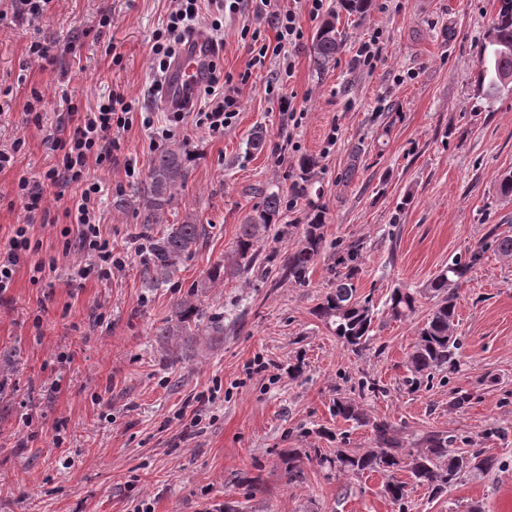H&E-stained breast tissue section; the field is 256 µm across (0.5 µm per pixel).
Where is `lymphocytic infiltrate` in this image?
I'll list each match as a JSON object with an SVG mask.
<instances>
[{
  "instance_id": "obj_1",
  "label": "lymphocytic infiltrate",
  "mask_w": 512,
  "mask_h": 512,
  "mask_svg": "<svg viewBox=\"0 0 512 512\" xmlns=\"http://www.w3.org/2000/svg\"><path fill=\"white\" fill-rule=\"evenodd\" d=\"M242 0H172L173 7L162 27L152 38L150 55L155 77H162L170 65V59L186 35L195 30L201 13H208L207 31L215 43H222L225 15L238 13ZM324 9V0H259L254 11V26H243L242 36L250 37L251 58L248 71L232 75L224 73L218 63H211L208 79L202 89L203 103L194 114L196 126L208 130L211 136L223 135L241 108V99L250 78L249 71L264 66L270 57H282L285 77H292L295 64L286 59L285 50L298 46L304 39L299 22L301 11L318 17ZM271 25L274 39L262 36V25ZM74 127L67 136L53 137V150L61 151L63 164L50 167L38 178H19L14 194L23 204L29 217H35L41 208L45 192L54 187L70 184L80 189L72 207L66 208L65 216L78 228V243L89 261L88 267L78 268V275L87 269H96L100 278L110 279L113 270L122 269L121 258L112 254V244L100 230L97 201L102 190L92 176V168L111 167L115 151L120 150L117 130L128 129L133 122L152 127L149 113L139 111L135 100L124 93L114 91L100 99L95 108L79 111L69 107ZM33 251L31 226L15 225L4 249L0 250V295L11 287L19 264L28 259Z\"/></svg>"
}]
</instances>
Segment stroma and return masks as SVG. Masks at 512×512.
Segmentation results:
<instances>
[{
    "label": "stroma",
    "instance_id": "1",
    "mask_svg": "<svg viewBox=\"0 0 512 512\" xmlns=\"http://www.w3.org/2000/svg\"><path fill=\"white\" fill-rule=\"evenodd\" d=\"M170 7L169 0H51L37 22L0 23V144L25 140L13 166L0 171L1 243L26 218L15 182L60 158L47 141L66 112L60 89L83 110L116 88L155 126L167 124L152 97L149 51ZM253 11L245 0L224 21L225 72L246 68L240 31ZM494 13L495 0H374L365 20L341 16L344 51L321 75L310 52L319 22L302 13L305 38L289 50L291 79L278 59H268L253 71L223 136L190 121L175 139L192 162L168 219L194 215L210 234L159 287L142 278L147 242L134 209L112 207L113 196L132 193L148 171L149 129L136 123L123 132L122 152L97 173L101 232L125 262L110 280L72 281L85 257L66 246L61 231L77 189L47 191L32 235L37 259L54 269L36 285L21 266L0 296V373L8 377L0 390V512H133L143 499L155 512H222L228 501L240 512H512V258L488 249L459 287L454 334L462 349L450 379L434 378L415 393L402 384L434 299H421L404 321L382 314L392 288H423L489 225L512 235V198L498 185L512 171V88L490 98L476 88ZM106 15L111 25L100 26ZM376 29L383 32L380 59L369 69L356 51ZM34 39L52 46L56 67L28 63ZM276 81L280 95L267 94ZM35 91L43 97L39 126L24 115ZM284 97L303 110L300 126L289 121ZM256 131L266 137L259 150L248 145ZM355 153L359 169L340 182ZM302 155L318 165L298 198ZM130 161L138 169L131 178ZM269 187L297 204L264 232L263 252L294 250L310 205L326 213L324 246L307 283L290 286L277 267L258 264L204 287L213 267L237 263L239 228ZM352 243L361 244L363 258L355 286L379 313L373 344L359 355L314 313L331 286L337 249ZM184 300L200 307L201 327L223 320V335L200 327L161 338ZM363 376L381 393H360ZM457 387L474 398L452 410L448 395ZM339 397L388 421L407 446L448 431L468 449H489L499 464L439 496L398 472L405 498L393 504L381 492L382 475L336 477L318 466L315 453L374 445L370 427L331 414ZM291 448L304 457L299 481L289 480L282 463Z\"/></svg>",
    "mask_w": 512,
    "mask_h": 512
}]
</instances>
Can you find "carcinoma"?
Segmentation results:
<instances>
[{
	"instance_id": "carcinoma-1",
	"label": "carcinoma",
	"mask_w": 512,
	"mask_h": 512,
	"mask_svg": "<svg viewBox=\"0 0 512 512\" xmlns=\"http://www.w3.org/2000/svg\"><path fill=\"white\" fill-rule=\"evenodd\" d=\"M374 0H338L337 9L331 10L319 24L312 41V58L315 69L323 73L336 65V58L345 47V35L340 28L339 13H347L360 20L367 17ZM512 46V0H496L495 15L491 19L488 41L480 50L477 72L478 90L493 96L512 85V51L499 52V45ZM190 156L181 149H168L155 154L148 167L145 181L136 188V217L147 232L149 257L144 264V279L150 286L165 282L173 275L184 258L191 255L207 238L206 225L188 215L179 224H168V211L179 189L188 178ZM316 160L303 157L299 160L301 182L294 184L295 195L304 196ZM283 198L278 190L263 191V200L240 225L237 240L239 261L226 269L217 267L203 288L224 282V277H235L256 261L259 250L255 246L262 232L280 222ZM325 223L323 212L316 209L300 239L297 248L283 259L276 252L265 256L269 262L279 261L282 278L294 285L308 280L315 258L323 245L321 228ZM157 224H165V232L158 238L150 235ZM494 244L495 250L505 258H512V235L500 231L494 224L484 235L483 241L466 250L465 255L448 261L440 272L420 291L394 288L386 301V316L394 321L410 317L416 311L420 298L427 295L437 299L435 307L424 325L418 329L413 351L408 357L409 375L403 384L417 392L432 382L438 372L453 371L459 363L460 340L454 336L453 325L457 316L456 288L481 265L486 247ZM360 251L357 244L336 252L331 290L315 309L316 316L330 326L336 338L355 354L368 349L373 339L375 324L371 300L360 298L354 280L360 269ZM199 317V309L188 304L177 307L176 322L159 331L161 336H183L190 324ZM332 411L346 421L371 427L376 447L365 451L337 450L333 456H316L320 467L338 476H358L378 472L389 477L384 494L397 504L405 497L406 483L394 476L405 470L419 485L430 489L433 495L444 493L462 476L471 471L489 472L498 466L496 456L486 450L460 452L453 449L457 438L446 432H432L425 436L422 446L406 448L393 434L392 425L384 419L369 420L358 402L351 398L333 401Z\"/></svg>"
}]
</instances>
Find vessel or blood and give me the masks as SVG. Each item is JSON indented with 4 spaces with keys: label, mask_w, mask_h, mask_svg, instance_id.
Listing matches in <instances>:
<instances>
[{
    "label": "vessel or blood",
    "mask_w": 512,
    "mask_h": 512,
    "mask_svg": "<svg viewBox=\"0 0 512 512\" xmlns=\"http://www.w3.org/2000/svg\"><path fill=\"white\" fill-rule=\"evenodd\" d=\"M215 51L216 46L205 29H195L186 37L161 84L157 103L162 110L175 112L195 101L207 79Z\"/></svg>",
    "instance_id": "1"
}]
</instances>
